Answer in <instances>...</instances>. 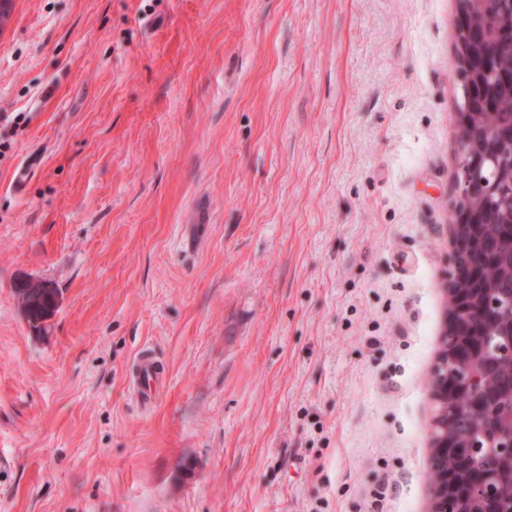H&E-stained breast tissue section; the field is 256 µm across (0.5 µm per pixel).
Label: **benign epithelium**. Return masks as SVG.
Returning <instances> with one entry per match:
<instances>
[{"label":"benign epithelium","instance_id":"benign-epithelium-1","mask_svg":"<svg viewBox=\"0 0 512 512\" xmlns=\"http://www.w3.org/2000/svg\"><path fill=\"white\" fill-rule=\"evenodd\" d=\"M455 24L470 27L472 34L490 29L489 19L474 14L469 20L457 15ZM500 137L491 123L473 133L475 152L458 153L449 322L431 373L434 413L429 424L432 455L445 462L453 458L458 466L444 471L432 487V512H492L498 499L512 503V390L500 403L485 404L486 381L497 367H512V297L501 299L480 279L483 267L496 258L482 253L474 262L464 261L484 228L478 214L503 212L512 218V174L504 178L498 165ZM477 314L498 323L499 329L484 337L485 360L475 368L478 358L466 356L461 329ZM460 396L469 398V411L479 420L464 436L456 431Z\"/></svg>","mask_w":512,"mask_h":512}]
</instances>
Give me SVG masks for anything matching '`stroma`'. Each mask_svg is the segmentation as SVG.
Segmentation results:
<instances>
[{
  "label": "stroma",
  "mask_w": 512,
  "mask_h": 512,
  "mask_svg": "<svg viewBox=\"0 0 512 512\" xmlns=\"http://www.w3.org/2000/svg\"><path fill=\"white\" fill-rule=\"evenodd\" d=\"M456 0H12L0 512H429ZM49 282L34 331L14 286ZM149 351L151 408L129 390Z\"/></svg>",
  "instance_id": "1"
}]
</instances>
